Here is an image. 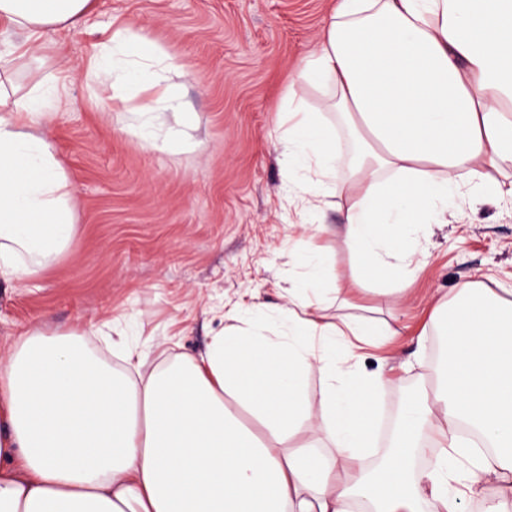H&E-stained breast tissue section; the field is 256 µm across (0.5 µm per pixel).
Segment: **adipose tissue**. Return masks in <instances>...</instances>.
<instances>
[{
	"mask_svg": "<svg viewBox=\"0 0 512 512\" xmlns=\"http://www.w3.org/2000/svg\"><path fill=\"white\" fill-rule=\"evenodd\" d=\"M92 0H0V284L29 282L63 254L71 182L48 124L61 102L41 69L47 31L77 28ZM142 145L175 108L172 55L121 27L95 47ZM297 81L325 88L347 140L289 94V181L324 196L348 166L339 204L355 274L325 276L299 256L288 302L236 307L200 359L148 367L126 338L114 368L86 327L26 329L0 357V512H512V299L468 281L437 298L416 337H440L448 369L403 399L386 448L376 436L383 369L360 352L404 327L332 314L349 288L404 293L418 227L460 188L512 198V0H336ZM317 383H310V376ZM245 406L246 424L232 411Z\"/></svg>",
	"mask_w": 512,
	"mask_h": 512,
	"instance_id": "adipose-tissue-1",
	"label": "adipose tissue"
}]
</instances>
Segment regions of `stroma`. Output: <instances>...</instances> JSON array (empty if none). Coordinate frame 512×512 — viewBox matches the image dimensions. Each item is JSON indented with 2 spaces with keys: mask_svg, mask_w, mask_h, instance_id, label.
Here are the masks:
<instances>
[{
  "mask_svg": "<svg viewBox=\"0 0 512 512\" xmlns=\"http://www.w3.org/2000/svg\"><path fill=\"white\" fill-rule=\"evenodd\" d=\"M336 0H94L87 21L47 32L44 70L64 76L49 123L66 167L76 226L43 275L0 288V352L20 328L64 331L114 322L158 356H199L224 314L254 301L284 302L305 222L328 224L315 243L327 268L350 278L353 257L339 213L288 192L271 143L277 110ZM120 26L142 30L180 66L179 99L192 122L185 146L143 148L112 110V88L87 72L94 46ZM427 264L397 297L406 324L427 321L433 294L467 281L512 288V204L457 198L426 228ZM432 344L403 341L379 400L432 387Z\"/></svg>",
  "mask_w": 512,
  "mask_h": 512,
  "instance_id": "stroma-1",
  "label": "stroma"
}]
</instances>
